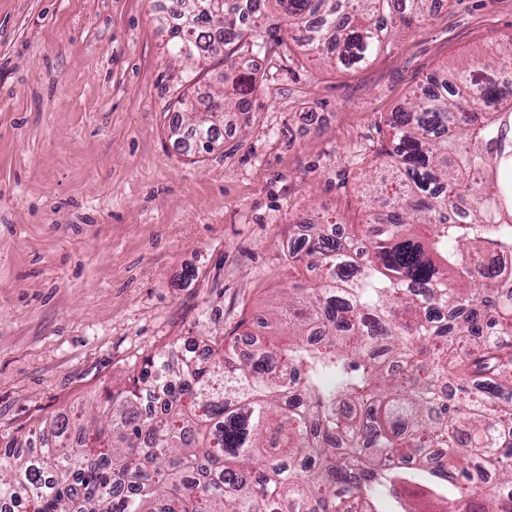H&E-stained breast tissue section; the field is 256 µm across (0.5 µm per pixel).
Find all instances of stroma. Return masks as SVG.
I'll use <instances>...</instances> for the list:
<instances>
[{
	"mask_svg": "<svg viewBox=\"0 0 512 512\" xmlns=\"http://www.w3.org/2000/svg\"><path fill=\"white\" fill-rule=\"evenodd\" d=\"M167 0H0V432L128 384L158 350L262 332L299 222L359 224L362 167L416 81L512 38V0H441L375 59L253 55L242 128L168 136L210 70L173 58Z\"/></svg>",
	"mask_w": 512,
	"mask_h": 512,
	"instance_id": "stroma-1",
	"label": "stroma"
}]
</instances>
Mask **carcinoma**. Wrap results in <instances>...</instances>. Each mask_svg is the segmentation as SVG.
I'll use <instances>...</instances> for the list:
<instances>
[{"label":"carcinoma","instance_id":"obj_1","mask_svg":"<svg viewBox=\"0 0 512 512\" xmlns=\"http://www.w3.org/2000/svg\"><path fill=\"white\" fill-rule=\"evenodd\" d=\"M436 0H171L170 53L217 59L222 90L170 131L191 155L252 111L239 51L303 30L300 51L351 67ZM384 160L362 174L367 220L309 235L288 258L321 267L271 307L248 353L172 345L91 410L21 439L0 433V502L16 512H512V38L443 69L386 117ZM168 391L161 417L143 406Z\"/></svg>","mask_w":512,"mask_h":512}]
</instances>
